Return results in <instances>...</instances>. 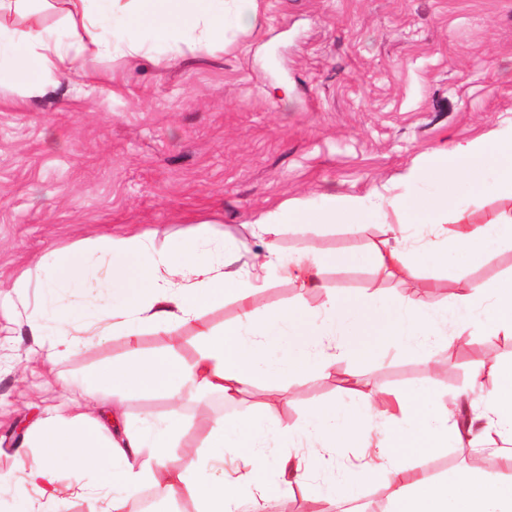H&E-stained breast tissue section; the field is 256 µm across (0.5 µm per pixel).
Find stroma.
Returning a JSON list of instances; mask_svg holds the SVG:
<instances>
[{
    "label": "stroma",
    "instance_id": "stroma-1",
    "mask_svg": "<svg viewBox=\"0 0 512 512\" xmlns=\"http://www.w3.org/2000/svg\"><path fill=\"white\" fill-rule=\"evenodd\" d=\"M0 48V470L13 467L30 422L61 405L78 411L89 400L77 382L101 378L127 357L112 334L53 364L28 367L37 349L23 323L55 305L40 285L41 257L53 250L79 255L83 278L101 276L86 243L133 228L162 248L209 223L233 246L240 263L261 248L250 220L291 198L365 195L401 184L419 157L447 141L472 139L512 125V0H260L257 27L218 43L206 54L158 47L140 56L92 55L85 69L98 92L79 96L60 79L28 95L15 86ZM390 210L359 230L348 226L281 227L284 255L316 247L352 256L329 269L322 289L300 292L270 275L253 296L260 311L296 302L319 306L327 292L355 296L379 291L399 300L407 283L367 263L368 253L392 239ZM28 275L25 295L12 292ZM512 275V247L461 267L422 269L431 304L453 308L474 280ZM233 301L207 313L202 324L175 328L183 357H191L200 327L234 322ZM487 370L512 363V341L476 334L455 344L392 349L358 372V389L396 397L422 381L432 403L478 402L472 392L475 357ZM350 371L339 362L329 376L302 379L275 397L254 392L234 405L184 396L188 431L168 449L180 464L185 444L201 447L211 418L245 416L255 408L280 426L300 429L308 412L344 394ZM504 475L492 450L472 457L448 445L419 458L442 479L472 465Z\"/></svg>",
    "mask_w": 512,
    "mask_h": 512
}]
</instances>
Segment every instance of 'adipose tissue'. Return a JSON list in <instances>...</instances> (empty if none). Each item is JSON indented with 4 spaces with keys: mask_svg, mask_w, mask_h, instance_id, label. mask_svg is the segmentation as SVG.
<instances>
[{
    "mask_svg": "<svg viewBox=\"0 0 512 512\" xmlns=\"http://www.w3.org/2000/svg\"><path fill=\"white\" fill-rule=\"evenodd\" d=\"M107 10L112 20L108 27L100 19L96 0H67L65 20L79 43L70 52L45 39L40 23L42 0H0V17L27 19L22 27L0 26V43L11 49L15 77L36 93L49 79L84 75L86 53L119 46L125 54L138 56L147 45H175L189 35L196 38V50L204 53L216 42L252 30L259 0H107ZM489 169L494 177H486ZM405 182L406 191L385 198L399 236L373 249L370 260L375 268L409 277L414 268L446 262L452 251L486 256L512 245V211L474 226L466 211L448 207L462 185L468 187L470 203L476 208L493 198L512 199V129L444 144L425 154ZM374 214L367 196L327 194L313 205L289 200L254 220L253 235L262 249L247 267L240 266L234 254L213 245L205 224L162 249L155 248L147 234L134 230L108 238L103 245L112 268L108 284L89 282L83 287L86 296L101 301L96 316L77 318L75 307L69 306L50 320L28 317L25 327L36 339L70 337L74 349L85 346L90 336H107L116 330L124 334L129 358L109 367L104 379L112 389L108 400L114 406L112 420L104 422L91 411H46L27 429L26 444L35 450V465L27 464L22 449H15L14 470L0 472V493L14 490L21 472L42 498L54 503L59 472L77 481L85 472L101 468L105 476L97 491H77L81 497L92 495L99 512H126L127 501L114 496V488L135 490L144 485L169 497L191 500L197 512H240L245 501L269 496L258 478L266 462L262 451L266 441L310 443L314 469L302 467L291 457L280 461L282 485L287 489L307 484L313 473L337 470V449L369 447L366 425L372 418L371 397L357 391L349 399L318 406L297 431L260 413L234 419L216 416L205 439L211 456L223 458L228 448L244 451L248 473L230 480L201 471L190 452L183 465H168L165 450L183 427L177 401L184 390H191L202 402L220 396L231 405L261 383L277 393L285 383L324 375L339 361L363 363L397 346H425L430 339H442L448 323L456 336L477 329L512 341V276L468 285L458 293L451 317L429 304L428 289L421 284L396 305L375 302L370 295L350 298L333 293L316 308L295 303L255 312L251 297L264 287L266 271H277L297 288L309 291L322 287L329 267L350 262L345 254L284 256L273 238L277 225L355 228ZM451 224L456 232H448ZM228 298L239 306L237 321L218 331L201 329L192 357H182L173 346L160 354L140 349L143 329L168 335L172 327L200 320ZM473 385L486 389L488 410L431 406V387L420 383L400 416L384 423L393 435V447H381L376 458L345 468L341 481L380 471L394 512H512V480L462 469L441 481L397 454L401 448L437 449L451 442L473 448L478 439L496 436L508 443L501 458L512 470V364L498 368L489 378L476 373ZM100 387L84 388L98 406L108 402L101 397ZM129 392L164 394L172 407L161 419L126 421L119 406Z\"/></svg>",
    "mask_w": 512,
    "mask_h": 512,
    "instance_id": "1",
    "label": "adipose tissue"
}]
</instances>
